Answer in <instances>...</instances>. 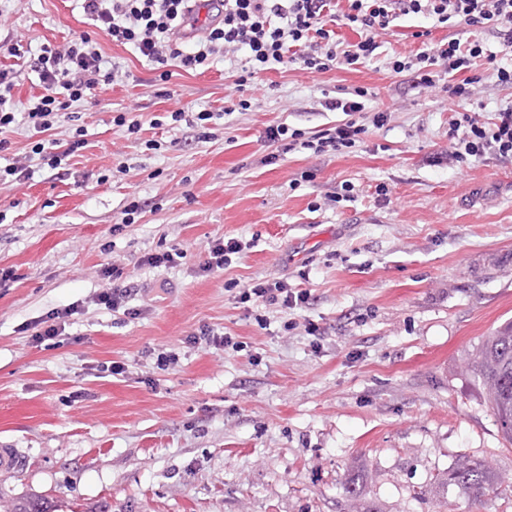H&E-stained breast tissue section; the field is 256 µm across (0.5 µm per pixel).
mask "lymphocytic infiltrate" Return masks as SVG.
I'll return each instance as SVG.
<instances>
[{"label":"lymphocytic infiltrate","instance_id":"f902f5d3","mask_svg":"<svg viewBox=\"0 0 512 512\" xmlns=\"http://www.w3.org/2000/svg\"><path fill=\"white\" fill-rule=\"evenodd\" d=\"M83 12L112 42L128 45L147 61L160 65L178 61L184 70H196L212 56L246 52L242 68L246 78L266 71L270 63L300 65L325 72L338 65L354 66L372 58L378 48L376 34L389 31L395 20L409 14H423L438 23H463L472 27H505L512 31V0H210L211 21L199 22L197 0H80ZM340 20L364 32L365 37L343 48L327 21ZM199 30L196 49L181 50L180 34ZM480 39L461 45L455 38L409 56H396L390 65L395 73H408L416 87H436L440 71L460 74L461 80L448 84L450 100L461 106L474 95L477 76L471 75L472 61L481 57ZM33 68L45 88L44 95L28 108L29 128L41 134L32 148L35 161H16L0 170V185L32 180L41 167L65 169L70 158L82 148L85 133L57 140L44 134L56 129L63 110L80 101L86 88L100 79L114 77L106 59L88 36L82 35L59 47H42ZM63 87L66 98L55 94ZM332 109L345 112V123L304 142L318 153L355 147L363 132L354 115L362 102L350 99L331 101ZM460 131L459 143L470 156L493 154L512 156V105L498 110L492 124L480 122L476 113L461 109L451 118ZM240 303L255 301L284 310L305 303L306 295L292 291L287 283L260 282L239 295Z\"/></svg>","mask_w":512,"mask_h":512}]
</instances>
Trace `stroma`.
Here are the masks:
<instances>
[{"label": "stroma", "mask_w": 512, "mask_h": 512, "mask_svg": "<svg viewBox=\"0 0 512 512\" xmlns=\"http://www.w3.org/2000/svg\"><path fill=\"white\" fill-rule=\"evenodd\" d=\"M422 30L482 41L481 122L512 104L491 77L512 63V36L497 30L407 16L362 64L275 63L240 89L244 55L162 67L113 43L78 0H0L16 106L45 92L31 69L42 46L86 34L121 66L45 134L85 131L69 175L44 168L0 188V448L23 452L0 469V497L36 494L56 512H474L438 477L479 458L497 485L484 512H512V444L469 368L512 321V157L456 160L447 93L391 70L422 50ZM356 89L368 117L355 147L262 165L267 126H336L344 114L323 99ZM204 109L221 115L208 143L189 125ZM175 110L185 121L165 124ZM374 112L388 122L374 126ZM121 114L140 122L137 138L115 126ZM134 199V224L113 232ZM219 237L243 250L204 271ZM173 248L174 266L140 263ZM115 260L137 318L95 302ZM266 280L305 303L258 323L238 295ZM65 308L62 334L33 344L34 324ZM203 326L232 346L187 344ZM162 350L177 355L164 371ZM113 361L123 376L106 373Z\"/></svg>", "instance_id": "obj_1"}]
</instances>
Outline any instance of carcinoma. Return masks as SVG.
Wrapping results in <instances>:
<instances>
[{
  "instance_id": "1",
  "label": "carcinoma",
  "mask_w": 512,
  "mask_h": 512,
  "mask_svg": "<svg viewBox=\"0 0 512 512\" xmlns=\"http://www.w3.org/2000/svg\"><path fill=\"white\" fill-rule=\"evenodd\" d=\"M475 374L482 380L495 422L503 437L512 442V322L487 337L479 348L473 364ZM446 486H459L469 491L472 504L486 505L494 488L488 468L481 459L457 466L441 477ZM7 512H52L48 502L39 497H19L7 505Z\"/></svg>"
}]
</instances>
